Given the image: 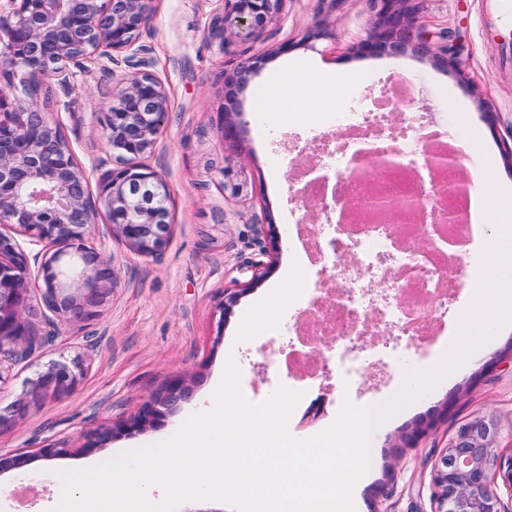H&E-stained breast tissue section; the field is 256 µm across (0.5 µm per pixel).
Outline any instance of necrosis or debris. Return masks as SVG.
I'll return each mask as SVG.
<instances>
[{
    "label": "necrosis or debris",
    "mask_w": 512,
    "mask_h": 512,
    "mask_svg": "<svg viewBox=\"0 0 512 512\" xmlns=\"http://www.w3.org/2000/svg\"><path fill=\"white\" fill-rule=\"evenodd\" d=\"M325 120L353 132L371 130L374 144L400 168L383 172L372 185L354 175L350 144H322L317 167L345 190L350 208H329L318 224L316 268L298 290L299 315L266 366L355 391L365 376L397 377L406 357L423 355L433 330L446 329L448 307L460 288L448 269L459 260L458 247L472 226L462 206L466 189L455 178L457 165L428 148L423 113H407L399 122L372 105L329 112ZM377 192L397 202L394 215L355 220ZM424 235L432 245L417 249L414 241ZM339 278L349 289L329 295V283Z\"/></svg>",
    "instance_id": "necrosis-or-debris-1"
}]
</instances>
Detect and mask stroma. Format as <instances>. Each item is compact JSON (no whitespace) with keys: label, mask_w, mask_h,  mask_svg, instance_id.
<instances>
[{"label":"stroma","mask_w":512,"mask_h":512,"mask_svg":"<svg viewBox=\"0 0 512 512\" xmlns=\"http://www.w3.org/2000/svg\"><path fill=\"white\" fill-rule=\"evenodd\" d=\"M223 7L222 0L154 2L141 42L170 95V112L146 163L169 186L173 237L161 255L143 258L112 239L108 217L99 213L88 243L113 258L116 280L109 304L89 325L65 329L0 376L1 409L28 398L33 381L51 362L83 356L85 374L73 389L31 400L25 413L0 426L2 453L47 444L67 453L55 457L49 474L41 459L1 473L8 495L0 512H52L63 489L60 476L74 472L79 461L102 464L163 437L177 419L190 417L193 400L226 360L237 366L249 402L259 404L274 394L279 378L263 369L262 345L283 332L295 311L286 307L260 332L241 337L238 322L265 288L243 293L228 316L222 313L224 294L250 279L246 266L259 252L268 219L280 231L272 276L292 264L281 285L289 293L309 278L312 263L297 227L314 223L320 207L299 190L310 179L307 165L317 140L338 134L324 125L323 115L379 102L380 76L406 84L408 110L425 112L431 140L461 154L464 176L492 168L484 182L488 198L512 206V34H491L486 0H418L420 22L435 33L451 32L460 43L458 75L411 46L394 54L357 53L355 43L371 29L366 0H283L276 22L222 51L210 41L208 27ZM311 30L320 31V38L304 42ZM257 57L264 60L258 68ZM240 70L248 73L246 86L226 85V77ZM273 81L276 103L258 110L256 92ZM119 89L97 60L75 77L64 102L52 99L46 106L94 194L101 176L96 162L107 152L102 114ZM228 108L240 113L232 143L223 132ZM228 166L247 183L242 196L224 193ZM491 361L496 369L483 373ZM176 377L188 391L175 414L146 431L98 441L102 427L130 419L143 400ZM297 390L301 398L288 418V432L309 436L336 421L343 392L306 383ZM319 397L323 412L307 417ZM480 415L495 418L501 450L512 451V319L487 336L474 364L449 369L441 390L378 434L358 512H432L433 465L459 424ZM419 425L424 433L407 443L406 434Z\"/></svg>","instance_id":"stroma-1"}]
</instances>
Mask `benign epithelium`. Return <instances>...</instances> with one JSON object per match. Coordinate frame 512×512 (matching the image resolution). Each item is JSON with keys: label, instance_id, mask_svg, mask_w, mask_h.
Here are the masks:
<instances>
[{"label": "benign epithelium", "instance_id": "benign-epithelium-1", "mask_svg": "<svg viewBox=\"0 0 512 512\" xmlns=\"http://www.w3.org/2000/svg\"><path fill=\"white\" fill-rule=\"evenodd\" d=\"M0 7V363H18L37 350V338L25 314L30 292L40 294L48 337L72 325L95 320L112 293L114 267L105 252L87 244L96 223L84 169L59 126L44 111L43 95L68 96L71 79L87 63L105 58L124 65L118 94L103 113L109 157L97 165L112 237L144 258L160 255L173 233L167 184L143 159L153 152L167 120L170 97L152 72L150 49L139 44L152 18L153 0H5ZM372 13L360 52L381 53L407 44L430 51L432 36L415 19V0H367ZM282 0H224V12L211 34L227 45L251 38L278 17ZM20 81L25 100L10 97ZM374 168L391 164L386 154L367 150L358 161ZM224 191L237 197L244 184L224 168ZM29 237L33 257L12 236ZM37 265L30 274L29 261ZM78 357L55 362L35 383V393L71 390L83 375ZM183 380L168 383L163 394L145 400L130 419L105 426L98 440L142 432L174 412L185 396ZM71 452L46 446L33 453L0 454V473L20 469L35 458ZM432 512H512L497 492H512V453L499 449L497 422L477 416L461 423L450 446L432 470Z\"/></svg>", "mask_w": 512, "mask_h": 512}]
</instances>
